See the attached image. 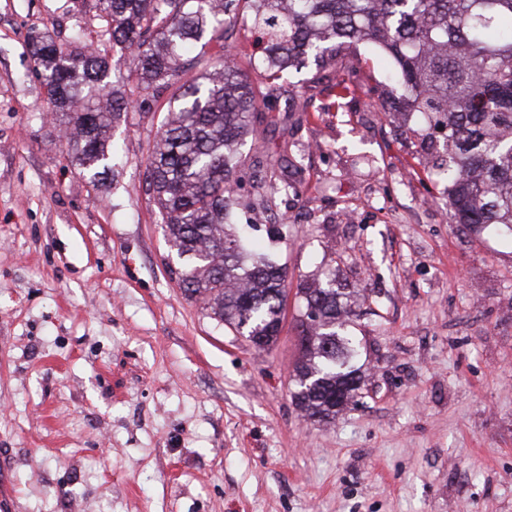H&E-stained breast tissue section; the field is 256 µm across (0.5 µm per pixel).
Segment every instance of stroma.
<instances>
[{"label":"stroma","mask_w":512,"mask_h":512,"mask_svg":"<svg viewBox=\"0 0 512 512\" xmlns=\"http://www.w3.org/2000/svg\"><path fill=\"white\" fill-rule=\"evenodd\" d=\"M96 0H0V450L15 512H512V237L452 223L437 141L390 122L392 59L337 50L345 96L289 71L256 136L297 191L269 226L286 318L262 351L187 297L145 184L165 97L120 121L105 191L71 164L30 37ZM349 294L366 381L335 420L292 401L298 288Z\"/></svg>","instance_id":"1"}]
</instances>
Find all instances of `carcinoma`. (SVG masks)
<instances>
[{
	"mask_svg": "<svg viewBox=\"0 0 512 512\" xmlns=\"http://www.w3.org/2000/svg\"><path fill=\"white\" fill-rule=\"evenodd\" d=\"M102 36L125 51L126 76L113 89L106 48L87 50L76 33L63 47L31 38V57L52 112L65 117L71 162L102 179L112 167V121L150 92L172 90L167 115L145 159V182L171 270L211 316L244 336L280 335L288 296L285 267L249 241L233 220L245 171L240 147L258 120L273 119L284 74L309 57L322 64L344 43L383 48L418 125L440 134L444 158L433 165L455 223L512 231V0H97ZM257 33L245 63L233 40L240 22ZM218 43L204 70L194 44ZM253 177L270 196L292 185L276 180L258 148ZM314 332L301 338L293 398L309 415L333 419L361 388L351 310L336 289L297 291Z\"/></svg>",
	"mask_w": 512,
	"mask_h": 512,
	"instance_id": "obj_1",
	"label": "carcinoma"
}]
</instances>
